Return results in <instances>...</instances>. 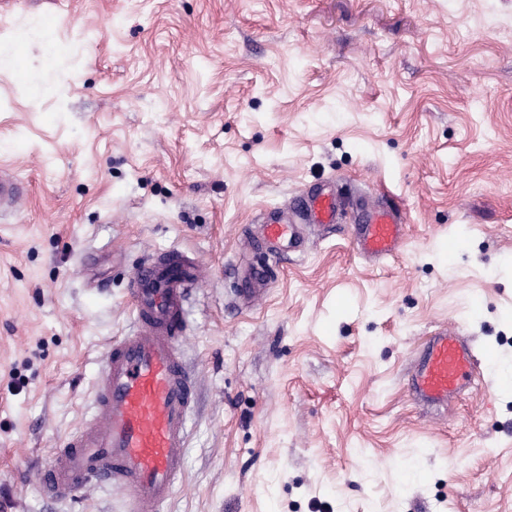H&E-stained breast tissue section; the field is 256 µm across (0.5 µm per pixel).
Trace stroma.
<instances>
[{"instance_id":"35a3bbf8","label":"stroma","mask_w":512,"mask_h":512,"mask_svg":"<svg viewBox=\"0 0 512 512\" xmlns=\"http://www.w3.org/2000/svg\"><path fill=\"white\" fill-rule=\"evenodd\" d=\"M0 512H128L119 488L44 497L35 469L92 416L129 288L179 249L200 278L199 380L160 512H512V0H0ZM346 210L230 307L257 218L327 181ZM401 254L351 248L379 190ZM485 367L443 409L406 395L422 337ZM25 198L24 186L14 175L0 174V209L15 208Z\"/></svg>"}]
</instances>
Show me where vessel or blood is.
<instances>
[{"label":"vessel or blood","instance_id":"vessel-or-blood-1","mask_svg":"<svg viewBox=\"0 0 512 512\" xmlns=\"http://www.w3.org/2000/svg\"><path fill=\"white\" fill-rule=\"evenodd\" d=\"M24 186L13 175H0V209L16 207ZM298 222L285 211L261 215L256 249L270 254L295 250L299 224H336L341 201L314 188L293 200ZM402 207L373 204L351 227V243L364 259L397 256L408 236ZM199 272L182 251L145 257L137 266L130 294L135 328L108 348L93 400L94 415L64 441L52 464L40 469V488L51 498L73 496L87 484L123 489L130 512H158L170 498L182 472L187 424L198 382L185 365L180 346L187 332L182 308ZM274 282L267 266H239L234 292L250 307ZM480 360L468 337L453 328L429 336L406 379V393L425 407H444L477 388Z\"/></svg>","mask_w":512,"mask_h":512}]
</instances>
